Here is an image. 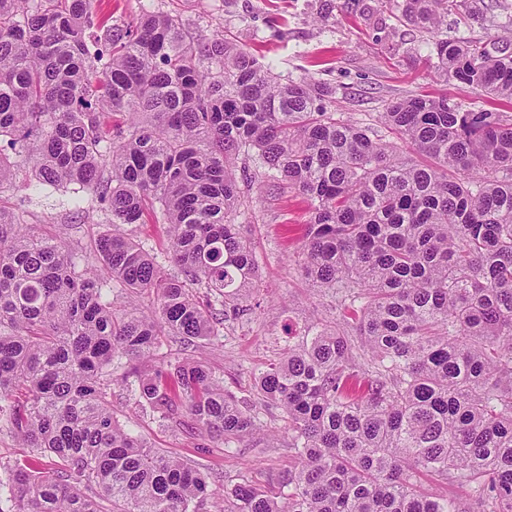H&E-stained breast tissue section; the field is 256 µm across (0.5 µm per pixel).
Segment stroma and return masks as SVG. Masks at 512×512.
<instances>
[{
    "mask_svg": "<svg viewBox=\"0 0 512 512\" xmlns=\"http://www.w3.org/2000/svg\"><path fill=\"white\" fill-rule=\"evenodd\" d=\"M458 2L446 23L427 32L407 21L403 0H108L115 23L134 21L146 11L174 14L192 34H221L243 46L281 81L312 78L330 91L328 111L382 136L387 130L380 114L401 97L446 93L470 106L507 111V104L478 89L446 84L435 65L441 40L477 41L512 54V0ZM12 163L11 180L0 188V206L13 210L20 196H30L23 223L89 249L107 226L97 204L78 199L68 188L38 185L26 157H13ZM310 215L308 201L287 186L268 182L260 193L250 194L235 222L256 248L261 306L248 318L227 324L222 336L195 353L225 389L256 404L260 435L227 446L164 425L139 406L133 380L112 384L109 398L120 424L152 447L199 467L221 492L249 485L279 497L282 475L297 465L281 408L258 401L253 383L287 348L285 325L300 330L311 321L336 317L331 295L313 288L292 259ZM127 231L163 270L173 271L160 215L148 213L144 223L129 225Z\"/></svg>",
    "mask_w": 512,
    "mask_h": 512,
    "instance_id": "35a3bbf8",
    "label": "stroma"
}]
</instances>
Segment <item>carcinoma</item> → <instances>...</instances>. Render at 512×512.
I'll return each mask as SVG.
<instances>
[{
  "mask_svg": "<svg viewBox=\"0 0 512 512\" xmlns=\"http://www.w3.org/2000/svg\"><path fill=\"white\" fill-rule=\"evenodd\" d=\"M454 2L407 10L433 30ZM436 53L445 80L512 102V55L448 40ZM326 95L176 15L119 25L94 0H0V184L23 154L36 183L79 186L112 225L83 265L0 211V433L30 449L0 476L12 512H197L215 497L203 471L125 430L108 390L112 366L156 358L161 337L190 351L250 311L259 263L235 216L252 152L310 203L298 259L336 320L255 377L298 466L278 501L232 489L231 512H467L424 478L468 487L476 512H512V113L399 99L383 143ZM148 209L172 273L123 229ZM132 374L139 405L172 425L226 443L260 431L201 361Z\"/></svg>",
  "mask_w": 512,
  "mask_h": 512,
  "instance_id": "1",
  "label": "carcinoma"
}]
</instances>
